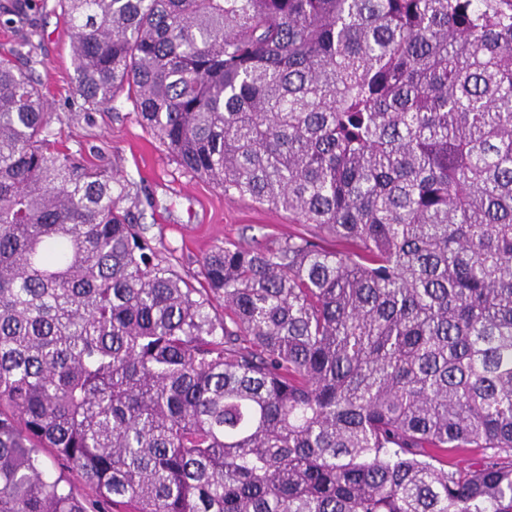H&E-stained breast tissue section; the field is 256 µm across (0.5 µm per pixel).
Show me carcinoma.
I'll return each instance as SVG.
<instances>
[{"instance_id":"carcinoma-1","label":"carcinoma","mask_w":512,"mask_h":512,"mask_svg":"<svg viewBox=\"0 0 512 512\" xmlns=\"http://www.w3.org/2000/svg\"><path fill=\"white\" fill-rule=\"evenodd\" d=\"M58 3L83 111L126 94L185 172L317 233L216 245L194 287L53 137L30 31L0 512H512V0Z\"/></svg>"}]
</instances>
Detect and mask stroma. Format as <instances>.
I'll use <instances>...</instances> for the list:
<instances>
[{"instance_id": "obj_1", "label": "stroma", "mask_w": 512, "mask_h": 512, "mask_svg": "<svg viewBox=\"0 0 512 512\" xmlns=\"http://www.w3.org/2000/svg\"><path fill=\"white\" fill-rule=\"evenodd\" d=\"M36 22L41 37L34 75L46 89L56 139L136 183L141 199L137 217L146 237L195 286L203 284L200 260L215 245H264L307 232V225L291 223L284 211L225 197L213 184L186 173L126 98L104 110L81 111L72 93L66 16L54 0H47Z\"/></svg>"}]
</instances>
